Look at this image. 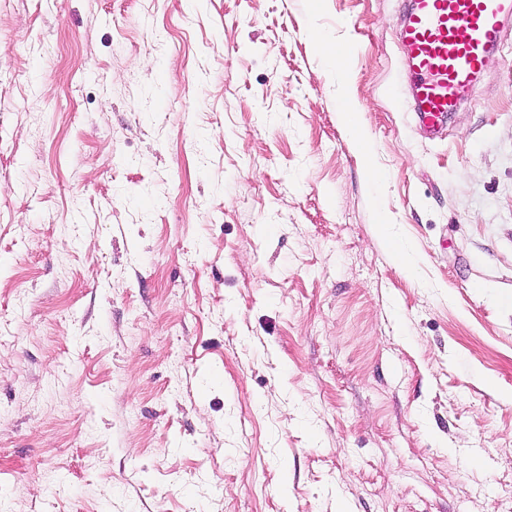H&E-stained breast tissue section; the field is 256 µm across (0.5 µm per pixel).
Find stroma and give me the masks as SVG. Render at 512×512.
Instances as JSON below:
<instances>
[{"label": "stroma", "instance_id": "obj_1", "mask_svg": "<svg viewBox=\"0 0 512 512\" xmlns=\"http://www.w3.org/2000/svg\"><path fill=\"white\" fill-rule=\"evenodd\" d=\"M398 23L0 0V512H512V41L431 139Z\"/></svg>", "mask_w": 512, "mask_h": 512}]
</instances>
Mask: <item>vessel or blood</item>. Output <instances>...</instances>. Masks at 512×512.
<instances>
[{
    "mask_svg": "<svg viewBox=\"0 0 512 512\" xmlns=\"http://www.w3.org/2000/svg\"><path fill=\"white\" fill-rule=\"evenodd\" d=\"M400 79L430 138L467 104L486 62L512 38V0H400Z\"/></svg>",
    "mask_w": 512,
    "mask_h": 512,
    "instance_id": "obj_1",
    "label": "vessel or blood"
}]
</instances>
